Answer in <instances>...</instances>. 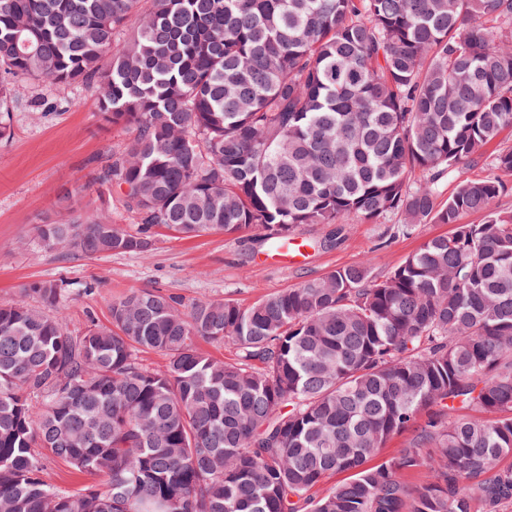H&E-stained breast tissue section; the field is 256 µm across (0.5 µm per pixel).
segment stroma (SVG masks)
<instances>
[{"instance_id": "stroma-1", "label": "stroma", "mask_w": 512, "mask_h": 512, "mask_svg": "<svg viewBox=\"0 0 512 512\" xmlns=\"http://www.w3.org/2000/svg\"><path fill=\"white\" fill-rule=\"evenodd\" d=\"M95 99L91 88L17 82L11 136L0 140V304L25 300L33 282L66 280L59 311L72 332L92 320L107 323L110 300L142 290L188 301L230 299L246 307L342 266L366 261L382 276L426 239L452 231L446 224H423L406 233L391 217L378 224H305L298 232L309 248L300 264L279 259L247 234L183 239L164 231L146 254L64 258L42 246L37 225L84 211L129 218L118 188H87L105 154L128 141L127 133L103 123Z\"/></svg>"}]
</instances>
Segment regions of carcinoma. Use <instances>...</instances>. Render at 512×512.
I'll list each match as a JSON object with an SVG mask.
<instances>
[{"mask_svg":"<svg viewBox=\"0 0 512 512\" xmlns=\"http://www.w3.org/2000/svg\"><path fill=\"white\" fill-rule=\"evenodd\" d=\"M17 78L94 87L131 134L98 180L136 229L39 225L65 258L148 253L159 229L453 230L384 276L343 266L248 307L134 292L77 336L64 283L31 284L36 304H0V512L512 505V215L493 207L512 147L485 155L512 129V0H0L1 140ZM37 448L102 484L59 489Z\"/></svg>","mask_w":512,"mask_h":512,"instance_id":"obj_1","label":"carcinoma"}]
</instances>
